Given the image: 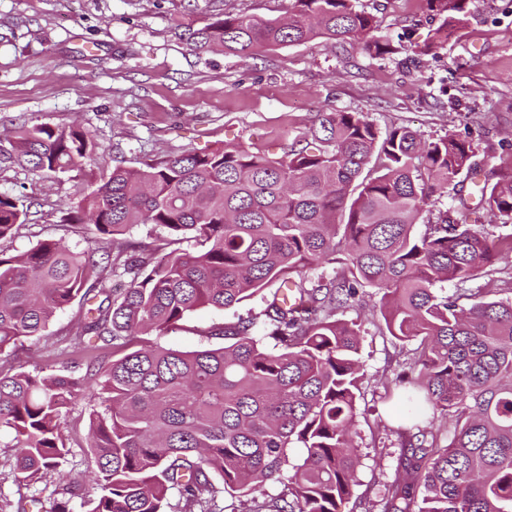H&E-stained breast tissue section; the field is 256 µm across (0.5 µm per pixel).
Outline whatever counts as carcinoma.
<instances>
[{
  "instance_id": "cac0c4a2",
  "label": "carcinoma",
  "mask_w": 512,
  "mask_h": 512,
  "mask_svg": "<svg viewBox=\"0 0 512 512\" xmlns=\"http://www.w3.org/2000/svg\"><path fill=\"white\" fill-rule=\"evenodd\" d=\"M427 5L442 17L438 43L467 22L468 0ZM376 29L356 0H294L284 23L225 15L188 41L197 54L249 56L314 38L362 40L374 58L393 54ZM96 148L77 125H20L0 137V163L79 173ZM475 157L452 135L427 142L405 127L382 136L362 113L336 110L317 113L280 157L220 145L101 174L71 202L66 223L88 220L109 240L154 224L175 248L149 252L130 241L99 255L46 239L10 256L0 249V355L46 337L77 298L80 330L68 347L92 353L83 373L73 361L0 369V434L17 448L15 478L36 481L59 466L68 453L63 410L94 397L89 512H338L360 465L354 425L365 372L361 324L336 311L374 288L390 336L417 343L396 384L414 430L399 466L417 481L381 498L380 512H512V299L472 287L486 268L512 263V233L505 249H490L485 225L458 217L462 198L415 231L433 196L480 175ZM479 191L508 227L512 172ZM25 220L21 200L1 193L0 241ZM188 236L199 250L176 247ZM321 263L343 272L292 279ZM119 268L130 284L117 293L110 280ZM266 290L261 321L212 328L220 347L181 352L148 339L130 347L132 337L163 334L200 307H232ZM294 448L303 460L290 467ZM268 483L280 491L267 493ZM85 504L75 484L50 512Z\"/></svg>"
}]
</instances>
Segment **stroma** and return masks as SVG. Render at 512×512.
<instances>
[{"mask_svg":"<svg viewBox=\"0 0 512 512\" xmlns=\"http://www.w3.org/2000/svg\"><path fill=\"white\" fill-rule=\"evenodd\" d=\"M396 48L370 57L360 42L326 39L262 50L245 57L197 55L189 31L230 12L265 19L287 16L292 0H0V135L17 124L78 125L97 149L79 176H37L0 166V193L20 198L27 220L6 253L60 238L76 250L120 248L92 225L61 233L70 201L92 174L121 164L217 145L280 153L312 126L320 112H360L380 132L417 130L425 139L454 135L470 141L489 178L512 169V0H470L465 29L431 54L414 53L440 18L426 0H357ZM372 288L360 289L348 319L361 321L359 354L366 379L355 443L361 455L354 495L340 512H378L375 503L404 477L397 434L404 405L386 397L415 345L391 337ZM252 300L228 309L201 307L177 329L159 336L167 348L195 351L221 346L213 326L259 315ZM80 306L57 313L49 336L0 356L4 366L33 369L53 362L66 334L79 326ZM85 399L61 418L69 453L40 482L15 479L13 448L0 440V496L13 512H49L70 482L91 488L89 413Z\"/></svg>","mask_w":512,"mask_h":512,"instance_id":"obj_1","label":"stroma"}]
</instances>
